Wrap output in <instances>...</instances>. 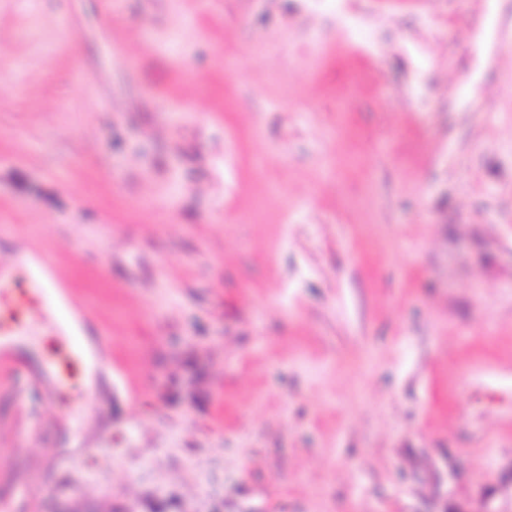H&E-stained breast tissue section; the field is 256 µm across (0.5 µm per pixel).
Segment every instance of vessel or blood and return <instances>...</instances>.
I'll return each mask as SVG.
<instances>
[{
  "label": "vessel or blood",
  "mask_w": 512,
  "mask_h": 512,
  "mask_svg": "<svg viewBox=\"0 0 512 512\" xmlns=\"http://www.w3.org/2000/svg\"><path fill=\"white\" fill-rule=\"evenodd\" d=\"M111 346L91 307L56 269L52 251L32 246L0 263V370L25 400L38 390L44 404L77 422L115 390Z\"/></svg>",
  "instance_id": "b4317fda"
}]
</instances>
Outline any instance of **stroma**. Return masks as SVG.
I'll use <instances>...</instances> for the list:
<instances>
[{"instance_id":"obj_1","label":"stroma","mask_w":512,"mask_h":512,"mask_svg":"<svg viewBox=\"0 0 512 512\" xmlns=\"http://www.w3.org/2000/svg\"><path fill=\"white\" fill-rule=\"evenodd\" d=\"M512 0H0V260L138 394L0 372L22 512H512ZM250 222H242V215Z\"/></svg>"}]
</instances>
